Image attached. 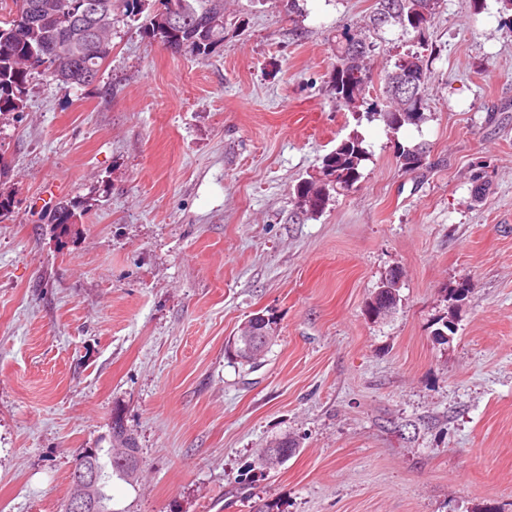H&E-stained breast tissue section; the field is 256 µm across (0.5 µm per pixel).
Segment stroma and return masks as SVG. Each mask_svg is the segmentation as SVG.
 Returning <instances> with one entry per match:
<instances>
[{
	"instance_id": "obj_1",
	"label": "stroma",
	"mask_w": 512,
	"mask_h": 512,
	"mask_svg": "<svg viewBox=\"0 0 512 512\" xmlns=\"http://www.w3.org/2000/svg\"><path fill=\"white\" fill-rule=\"evenodd\" d=\"M299 4L224 0L202 58L121 23L96 83L32 74L0 116V512H61L116 417L143 468L113 512H512V15L443 0L428 118L393 134L327 87L372 0ZM353 134L360 181L303 213L297 186ZM59 201L83 208L63 232ZM257 313L276 340L250 368L225 348ZM393 147L395 157L405 172H416L423 169L424 166L427 167L426 160L429 151L426 146L420 144L405 146L397 142ZM397 277L386 276L378 287L377 292L368 304L370 314L376 319H383L393 313L399 298V288H396Z\"/></svg>"
}]
</instances>
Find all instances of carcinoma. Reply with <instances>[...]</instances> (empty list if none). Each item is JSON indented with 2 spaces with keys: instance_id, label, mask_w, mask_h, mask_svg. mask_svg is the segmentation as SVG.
<instances>
[{
  "instance_id": "obj_1",
  "label": "carcinoma",
  "mask_w": 512,
  "mask_h": 512,
  "mask_svg": "<svg viewBox=\"0 0 512 512\" xmlns=\"http://www.w3.org/2000/svg\"><path fill=\"white\" fill-rule=\"evenodd\" d=\"M87 0H0V115L21 112L26 105V91L31 70L40 69L45 79L61 89L86 87L99 78L103 63L112 52V34L118 23L145 16V31L152 39L174 52L195 57L207 56L224 42L222 18L224 0H161L162 8L144 14L148 0H104L109 4L101 18L105 49L98 56L86 53L82 34V14ZM441 0H373L371 11L354 27L336 31L333 36L339 65L329 81L332 101L339 108H354L367 99L374 82H379L387 102L382 113L390 132L405 125L418 126L426 120L429 108L426 88L429 81L428 60L421 52L407 50L394 68L373 78L366 59L376 50L371 36L387 27H397L413 35L420 47L440 8ZM394 153L402 169L416 172L427 165L428 150L417 144H394ZM368 157L359 135L342 140L323 157L317 175L297 188L301 208L316 214L323 211L331 193L352 190L362 177L360 168ZM78 205L60 202L53 209L51 223L65 229L78 223ZM397 277L389 275L381 282L368 304L370 314L383 319L393 313L399 301ZM112 436L118 448H129L136 456L141 450L135 438L123 429L120 420L112 421ZM294 443L283 437L277 447H269L259 457V467L266 469L268 455L283 457ZM97 497L100 512H112L106 488L112 477L125 479L126 471L110 453L97 456Z\"/></svg>"
}]
</instances>
